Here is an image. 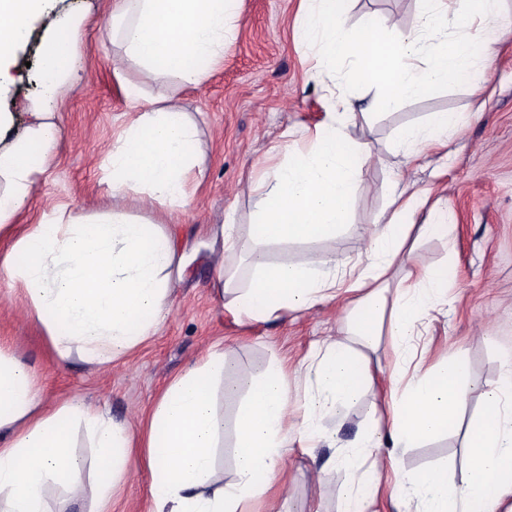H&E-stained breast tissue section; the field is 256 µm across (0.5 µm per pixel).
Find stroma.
Returning a JSON list of instances; mask_svg holds the SVG:
<instances>
[{
    "mask_svg": "<svg viewBox=\"0 0 512 512\" xmlns=\"http://www.w3.org/2000/svg\"><path fill=\"white\" fill-rule=\"evenodd\" d=\"M419 10V0H349L347 20L357 27L373 16L385 30L407 34L414 31ZM71 11L87 15L76 60L80 79L52 104L57 153L28 199L21 223H36L59 206L76 213L106 208L111 186L102 166L104 147L132 120L135 98L165 97L202 118V184L193 207L174 213L170 221L194 253L184 278L172 289L167 319L123 360L103 367L76 358L58 364L26 299L10 293L2 277L0 348L34 369L44 407L77 398L134 429L142 426L170 381L217 344L226 352L225 376L258 372L278 360L288 373L289 393H296L304 382L299 360L324 339L340 335L343 300L270 322L234 317L212 296L216 256L206 229L228 213L239 224H249L253 185L278 160L271 146L282 143L288 131L307 141L325 118L329 93L358 96L361 88L333 87L317 78L313 55L298 40V0H241L223 63L197 87L181 86L174 76L159 82L134 65L120 64L119 49L106 30L108 0H53L49 14L33 20L18 49L14 82L0 89L8 137L22 134L30 121L27 102L39 90L36 62L43 30L51 19ZM487 39L495 42L497 52L488 66L474 72L471 83L441 86L402 103L395 113L356 119L350 131L369 143L373 159L345 233L327 246L272 251L279 260L315 262L330 249L349 264L365 267L369 238L382 221L396 175L410 172L419 185L433 187L435 195L448 200V232L422 239L409 260L413 269L430 264L448 269V297L424 314L423 341L432 361L457 360L479 386L495 382L502 359L512 354V0L503 2L500 27L488 38H475L474 51H482ZM480 86L485 89L481 95L476 92ZM435 112H458L465 120L447 148L429 150L420 168L407 170L395 150L397 133ZM381 406L378 389H370L354 404L328 413L322 427L340 439H354ZM461 444L456 435L400 449L399 465L414 471L443 463L456 466ZM345 479L331 449L309 452L292 443L280 477L286 486L281 512H337Z\"/></svg>",
    "mask_w": 512,
    "mask_h": 512,
    "instance_id": "35a3bbf8",
    "label": "stroma"
}]
</instances>
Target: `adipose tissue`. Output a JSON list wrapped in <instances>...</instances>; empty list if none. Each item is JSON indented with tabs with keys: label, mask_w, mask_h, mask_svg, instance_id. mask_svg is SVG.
Here are the masks:
<instances>
[{
	"label": "adipose tissue",
	"mask_w": 512,
	"mask_h": 512,
	"mask_svg": "<svg viewBox=\"0 0 512 512\" xmlns=\"http://www.w3.org/2000/svg\"><path fill=\"white\" fill-rule=\"evenodd\" d=\"M346 0H300L302 42L314 49L320 74L332 81L374 89L364 113L388 111L451 82H468L479 61L468 37L448 34V19L486 32L500 17L501 0H421L418 25L405 36L386 35L375 20L352 31L344 18ZM237 0H113L109 36L125 60L155 79L177 76L198 86L224 58L234 28ZM45 0H0V84L11 81L15 53ZM84 19L50 23L40 65L42 94L30 100L31 122L24 134L0 147V272L19 287L48 336L59 361L78 357L107 365L154 336L170 307L172 283L182 280L189 260L163 221L127 212L136 196L142 207L183 212L194 203L189 189L203 173L198 120L174 104L148 101L113 138L103 165L112 179L111 204L104 211L76 214L54 209L50 218L15 234L18 215L43 178L57 149L55 114L49 104L62 98L77 78L74 65ZM352 102L329 100L325 120L305 145L285 142L281 159L260 177L246 235L233 220L212 225L209 236L220 253L239 255L242 267L217 266L215 301L236 316L271 321L287 312H306L345 296L348 311L340 337L307 354L301 364L305 385L288 398V377L279 363L224 381V351L217 348L174 378L156 400L141 436L126 424L79 401L54 410L42 407L34 371L0 349V512H50L48 494L60 488L73 499L89 498V512H112V500L136 464L151 478V512H252L259 497L283 495L277 476L288 456L285 425L297 408L299 442L317 437L321 416L354 403L373 386L381 367L376 354L383 339L394 349L416 352L424 311L446 295L448 271L429 266L406 277L415 288L392 287L394 267H403L410 237L434 232L442 200L407 182L390 202L384 225L373 237L369 262L348 288L336 286L342 260L326 251L320 262L269 259L272 247L327 243L350 222V206L364 184L371 160L367 143L352 138L347 124ZM461 116L434 113L425 123L402 128L395 145L408 162L429 147L447 146ZM431 220L414 223L421 206ZM242 394L234 418L235 464L222 480L216 450L224 438L218 392ZM468 388L457 361L416 368L405 388L390 384L382 399L386 420L364 427L352 442L337 445L326 436L334 458L348 470L379 448H414L437 435L455 433ZM480 417L465 436L461 480L446 467L402 472L372 471L345 483L339 512H370L381 486L400 512L417 499L418 512H498L512 497V357L501 376L482 388ZM84 427L95 450L93 465L73 451L74 433Z\"/></svg>",
	"instance_id": "1"
}]
</instances>
